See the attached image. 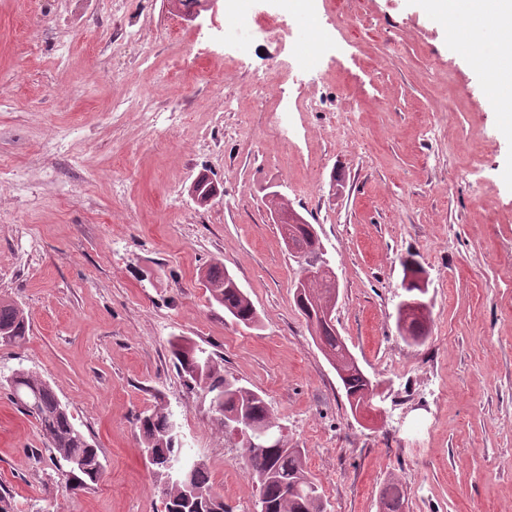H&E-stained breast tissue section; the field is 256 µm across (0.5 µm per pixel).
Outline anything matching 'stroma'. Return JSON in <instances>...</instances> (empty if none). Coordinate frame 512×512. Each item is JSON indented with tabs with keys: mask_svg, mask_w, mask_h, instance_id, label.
I'll return each mask as SVG.
<instances>
[{
	"mask_svg": "<svg viewBox=\"0 0 512 512\" xmlns=\"http://www.w3.org/2000/svg\"><path fill=\"white\" fill-rule=\"evenodd\" d=\"M227 19L191 23L166 0H0V165L21 174L0 181V298L29 321L25 341L0 345V380L22 368L48 382L105 466L72 494L0 387V496L11 512H164L136 421L162 404L232 512H254L238 437L174 363L186 340L263 395L327 512H378L391 478L406 512H512V134L487 72L423 0H351L319 26L340 62L294 91L282 139L264 80L275 47L225 38ZM133 86L181 121L153 131L135 107L113 112ZM202 174L220 189L205 207L189 194ZM275 191L314 224L339 280L336 328L386 385L377 426L353 417L295 304ZM409 256L428 279L420 345L395 325ZM218 260L258 327L209 301L201 276Z\"/></svg>",
	"mask_w": 512,
	"mask_h": 512,
	"instance_id": "1",
	"label": "stroma"
}]
</instances>
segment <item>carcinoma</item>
Here are the masks:
<instances>
[{
  "instance_id": "cac0c4a2",
  "label": "carcinoma",
  "mask_w": 512,
  "mask_h": 512,
  "mask_svg": "<svg viewBox=\"0 0 512 512\" xmlns=\"http://www.w3.org/2000/svg\"><path fill=\"white\" fill-rule=\"evenodd\" d=\"M403 279L408 287L419 290L423 267L408 256L403 260ZM205 286L211 302L224 308L232 321L248 328L259 323V314L249 296L239 287L234 276L224 263L211 264L205 274ZM315 297L307 304L296 302L302 315L316 310V305L329 298L330 280L315 284ZM430 317L410 320L408 326L401 325L396 317L401 337L412 343L423 341L429 332ZM29 330L28 319L23 309L14 302L0 299V337L6 336L9 343L18 344ZM313 339L321 349H327L340 364L337 375L343 385L347 400H362L369 391V377L359 369L345 364L342 348L344 340L336 332V325H317ZM176 365L185 376L200 386L209 396L224 393V410L214 413V427L224 433L243 432L259 428L273 421L268 404L262 394L240 385L234 377L224 375V369L206 351L187 343L174 346ZM8 391L14 403L38 422L47 447L59 463L69 465L75 461L82 467L72 470L66 480L73 491H85L96 484L102 476L98 468V448L89 441L82 430L71 421V416L57 394L46 381L33 373L20 369L7 379ZM141 443L153 449L157 463L169 458L182 457L177 425L172 413L160 406L139 416ZM244 464L259 485L258 504L265 505L267 512H325L323 492L309 477L306 469V450L303 448H265L258 453L242 454ZM193 489V497L186 500L184 485ZM165 501L166 512H231L224 504L220 493L209 483L204 465L187 473L177 485H158ZM406 502L404 485L399 479L387 481L379 491L381 512H402Z\"/></svg>"
}]
</instances>
